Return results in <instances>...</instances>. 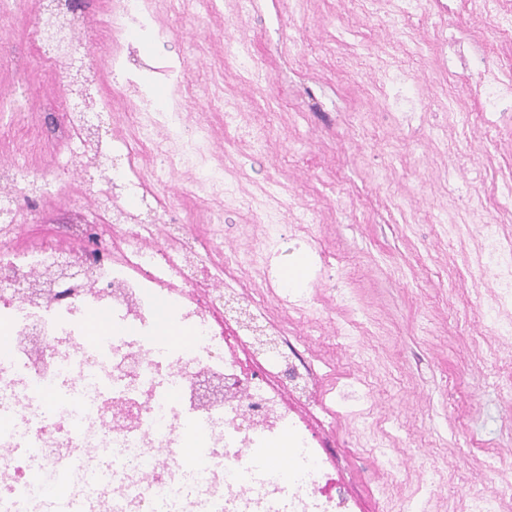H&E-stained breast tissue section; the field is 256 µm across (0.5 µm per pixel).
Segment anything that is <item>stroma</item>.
Instances as JSON below:
<instances>
[{
    "mask_svg": "<svg viewBox=\"0 0 512 512\" xmlns=\"http://www.w3.org/2000/svg\"><path fill=\"white\" fill-rule=\"evenodd\" d=\"M392 0H259L239 22L201 12L196 0H158L154 28L132 40L154 66L185 69L195 91L182 112L210 128L237 201L216 207L179 180L162 189L179 223L223 226L225 247L257 248L251 207L269 182L283 189L281 239L272 275L307 267V314L272 317L306 337L317 398L286 392L289 407L325 442L328 470L356 512H400L404 497L429 512H470L469 487L512 480V335H499L498 286L477 271L481 237L455 240L459 225L488 222L512 240V115L482 111L475 62L512 73V39L494 19L469 17L464 0H434L405 32L381 23ZM34 12L0 21V96H14L6 59L13 40L36 28ZM245 37L260 83L224 61L226 39ZM404 66L418 100L398 114L385 74ZM233 99L239 123L264 136L262 149L225 129L210 101ZM456 101L473 115L461 127ZM44 206L22 241L64 237L69 221L93 215L81 186ZM392 447L399 485L389 488L376 443Z\"/></svg>",
    "mask_w": 512,
    "mask_h": 512,
    "instance_id": "obj_1",
    "label": "stroma"
}]
</instances>
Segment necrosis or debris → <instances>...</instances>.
Instances as JSON below:
<instances>
[{"label":"necrosis or debris","instance_id":"4bbe7bcc","mask_svg":"<svg viewBox=\"0 0 512 512\" xmlns=\"http://www.w3.org/2000/svg\"><path fill=\"white\" fill-rule=\"evenodd\" d=\"M155 14V0H113L107 17L108 55L86 57L96 81L103 59L124 68V49ZM89 35L81 14L48 8L42 29L15 43L16 89L27 85L31 63L68 66ZM127 127L112 148L122 168L105 171L90 186L100 209L117 216L124 204L144 206L153 218L110 225V247H98L101 227L87 224L68 240L20 244L30 215L44 197L61 193L68 174L97 143L96 115L68 98L43 100L41 111L61 110L54 133L62 153L58 173L37 178L38 154L0 165V500L12 512H48L45 484L68 471V494L81 497V472L111 467L112 481L93 498L92 512H355L335 488L308 425L288 410L259 358H241L238 331L222 326L213 305L195 302L202 289H223L253 322L286 338L265 301L242 297L231 274L248 255L219 248L218 227L203 233L171 221L159 187L176 168L235 199L233 182L208 160V129L186 135L183 114L156 108L129 83ZM81 262L87 274L68 295L33 300L14 286L59 265ZM112 317L116 330L93 342L82 338L90 311ZM189 328L194 348L169 345L154 329L157 316Z\"/></svg>","mask_w":512,"mask_h":512}]
</instances>
